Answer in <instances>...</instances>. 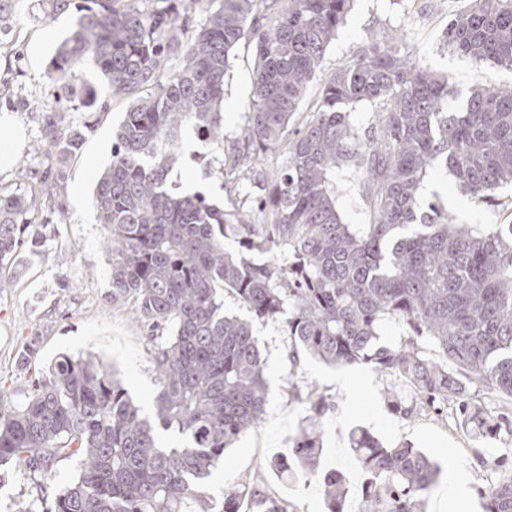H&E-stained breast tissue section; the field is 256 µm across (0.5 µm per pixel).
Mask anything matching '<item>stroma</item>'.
<instances>
[{
    "mask_svg": "<svg viewBox=\"0 0 512 512\" xmlns=\"http://www.w3.org/2000/svg\"><path fill=\"white\" fill-rule=\"evenodd\" d=\"M469 0H353L335 41L289 130L300 129L316 106L320 81L351 60L370 39L383 41L391 33H407V47L428 69L447 75L460 93L476 85L512 88V68L476 61L448 47L443 30L449 18L465 10ZM74 21L66 12L45 17L40 0H15L10 18L0 26V141L12 147L8 166L0 167V191L12 193L39 187L49 165L41 160L22 167L21 156L39 145L44 115L52 104L45 71ZM255 56L250 39L233 50L224 86V143L232 145L245 124L252 95ZM126 100L115 98L105 112H67L66 125L92 121L80 151L68 162L63 184L64 212L48 225L37 252H21L0 265V396L19 403L35 379L60 354H92L115 368L133 400L151 414L159 383L151 364L153 344L145 325L131 308H114L105 297L110 289L104 230L96 221L92 196L101 173L112 162L114 132L123 118ZM220 148L205 146L193 126H185L172 181L203 194L220 208L233 209L238 192L219 173ZM336 206L349 224H366L369 211L351 169L337 170ZM423 200H440L455 223L512 224V186L498 189L492 201L464 195L448 171H433L422 183ZM226 314L250 321L266 363L269 395L261 422L225 455L202 485L215 512L224 506V490L255 484L270 495L291 501L295 512H326L319 483L321 473L342 472L351 483L361 482L362 470L351 450V432L362 428L384 444L409 443L442 468L427 498L426 512H441L464 494L466 512H482L479 491L490 483L489 466L512 457V435L474 440L450 414L421 411L402 419L384 392L392 380L367 365L330 368L305 352H293L280 322L254 318L232 294L224 296ZM328 397L331 408L322 418L323 450L317 474L294 469L284 477L271 467L287 460L291 439L309 413L314 394ZM36 483L17 470H0V512H16L20 501L39 499Z\"/></svg>",
    "mask_w": 512,
    "mask_h": 512,
    "instance_id": "obj_1",
    "label": "stroma"
}]
</instances>
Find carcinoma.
<instances>
[{"instance_id":"carcinoma-1","label":"carcinoma","mask_w":512,"mask_h":512,"mask_svg":"<svg viewBox=\"0 0 512 512\" xmlns=\"http://www.w3.org/2000/svg\"><path fill=\"white\" fill-rule=\"evenodd\" d=\"M44 15L76 10L73 30L45 78L54 90L42 151L56 157L54 180L83 135L66 134L57 114L90 111L97 87L72 80L75 65L96 64L109 94L128 100L112 163L94 190L105 229L114 307L132 306L151 332L159 381L154 418L133 404L118 372L65 354L22 403L0 400V466L48 476L78 460L77 476L53 492L48 512H212L204 480L224 452L264 414L268 383L251 325L224 314V291L258 319L286 313L288 337L328 364H367L413 388L406 418L452 404L460 429L475 437L512 434V224H455L445 208L418 199L421 182L443 167L480 200L512 183V89L477 88L457 103L448 77L428 71L403 39L368 41L324 80L317 108L288 142L297 112L351 0H41ZM204 22L188 34V13ZM251 37L253 96L222 174H262L254 224L250 210L226 212L201 195L169 186L183 128L224 143V77L230 54ZM445 42L477 61L512 67V0H470L448 20ZM181 61L177 70L169 62ZM378 108L377 124L354 123L358 104ZM353 168L372 221L343 222L336 170ZM36 193L0 192V264L40 242L29 218ZM233 236L239 249L225 250ZM406 324L394 345L379 344L383 322ZM495 397L498 416L474 400ZM319 394L292 438L293 457L313 470L322 452ZM184 437L160 443L158 430ZM352 448L368 482L358 512H422L441 472L419 448L386 446L360 429ZM481 492L484 512H512V464L496 460ZM328 512H343L346 481L321 477ZM248 487L224 491V512H239Z\"/></svg>"}]
</instances>
